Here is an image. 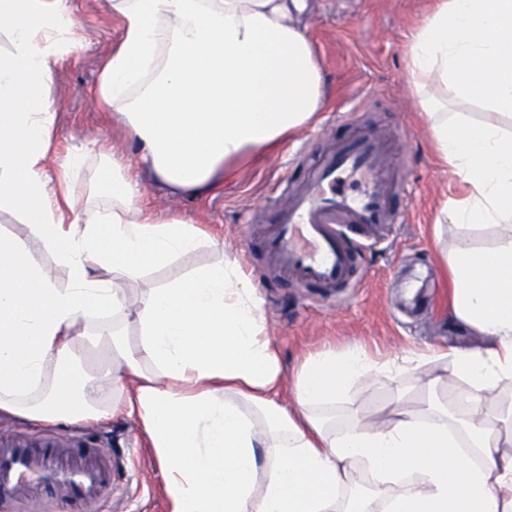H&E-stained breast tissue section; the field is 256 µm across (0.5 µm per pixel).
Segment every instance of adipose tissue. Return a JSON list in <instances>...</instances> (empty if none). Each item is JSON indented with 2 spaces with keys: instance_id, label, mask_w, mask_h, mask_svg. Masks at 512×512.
Wrapping results in <instances>:
<instances>
[{
  "instance_id": "adipose-tissue-1",
  "label": "adipose tissue",
  "mask_w": 512,
  "mask_h": 512,
  "mask_svg": "<svg viewBox=\"0 0 512 512\" xmlns=\"http://www.w3.org/2000/svg\"><path fill=\"white\" fill-rule=\"evenodd\" d=\"M121 28L96 96L136 144L112 159V204L82 205L85 159L51 153L46 92L80 42L68 0H0V413L88 423L125 412L161 471L170 512H512V0H431L409 38L432 147L464 188L434 235L450 314L486 348L375 360L323 348L293 381L238 258L200 225L141 205L143 182L217 194L238 166L310 126L328 90L297 0H109ZM489 110L478 119L466 105ZM210 247L216 262L172 280L151 270ZM67 271L58 283L35 257ZM112 321L89 332L90 315ZM139 339L130 342L128 323ZM443 363L427 390L466 387L465 418L397 399L382 426L336 423L368 378L400 385ZM291 385L295 410L279 400ZM504 400L486 413L484 395ZM379 486L354 489L353 466Z\"/></svg>"
}]
</instances>
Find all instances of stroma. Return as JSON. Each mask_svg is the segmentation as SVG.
Listing matches in <instances>:
<instances>
[{
    "label": "stroma",
    "instance_id": "obj_1",
    "mask_svg": "<svg viewBox=\"0 0 512 512\" xmlns=\"http://www.w3.org/2000/svg\"><path fill=\"white\" fill-rule=\"evenodd\" d=\"M304 18L330 95L315 123L227 179L223 190L205 198L181 197L146 186L150 206L205 225L226 251L252 260L251 277L277 345L286 379H293L310 353L332 346L362 348L384 359L451 347L489 345L487 336L448 313V274L435 246L434 218L446 198L461 187L439 164L430 132L411 85L405 44L421 21L426 0H306ZM81 22L82 41L59 65L50 97L57 112L58 155L86 151V165L71 189L80 203L112 202V157L93 150V142L133 155L119 122L99 109L94 95L103 56L119 36L107 0H69ZM358 127L393 134L399 159L396 201L404 223L391 225L385 242L362 254L360 286L325 300L271 274L261 254L251 253L256 219L273 222L295 183L327 142ZM434 283L430 311L410 306L409 278ZM395 392L382 380H363L337 405L336 420L349 424L350 411L379 422L387 418ZM89 438L111 434L115 493L112 512H167L162 476L137 424L117 413L83 426Z\"/></svg>",
    "mask_w": 512,
    "mask_h": 512
}]
</instances>
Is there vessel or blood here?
I'll list each match as a JSON object with an SVG mask.
<instances>
[{
	"label": "vessel or blood",
	"instance_id": "obj_1",
	"mask_svg": "<svg viewBox=\"0 0 512 512\" xmlns=\"http://www.w3.org/2000/svg\"><path fill=\"white\" fill-rule=\"evenodd\" d=\"M398 158L386 137L361 128L330 143L307 168L274 223L256 241L287 279L332 295L352 283L358 250L399 223L392 204ZM110 449L54 432L0 434V505L26 512H106L112 502Z\"/></svg>",
	"mask_w": 512,
	"mask_h": 512
}]
</instances>
